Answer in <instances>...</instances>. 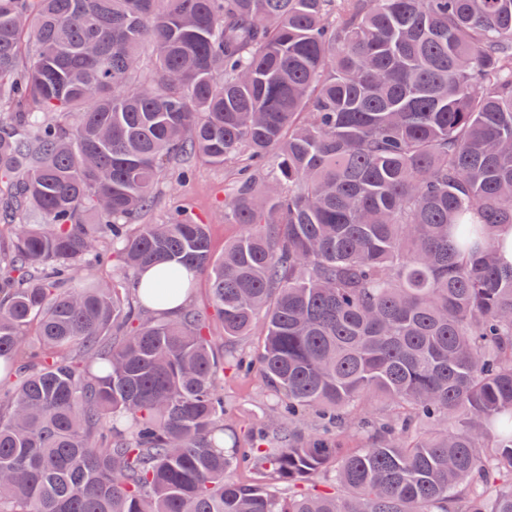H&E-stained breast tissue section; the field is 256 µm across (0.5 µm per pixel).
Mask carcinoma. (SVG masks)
<instances>
[{"label":"carcinoma","mask_w":512,"mask_h":512,"mask_svg":"<svg viewBox=\"0 0 512 512\" xmlns=\"http://www.w3.org/2000/svg\"><path fill=\"white\" fill-rule=\"evenodd\" d=\"M2 108L0 512H512V0H0ZM187 159L238 169L220 258L179 205L132 226ZM114 260L152 308L62 288ZM185 269L221 347L156 310ZM277 397L270 392L264 380L256 373L224 374V403L234 420L240 437L260 428L261 420L276 404Z\"/></svg>","instance_id":"obj_1"}]
</instances>
